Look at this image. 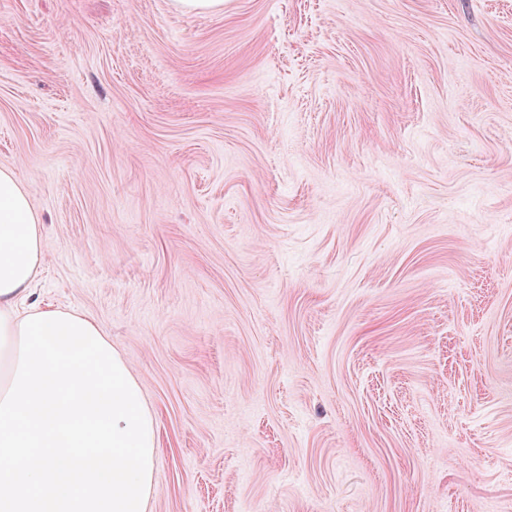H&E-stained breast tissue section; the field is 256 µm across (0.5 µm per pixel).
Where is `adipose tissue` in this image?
<instances>
[{"label": "adipose tissue", "mask_w": 512, "mask_h": 512, "mask_svg": "<svg viewBox=\"0 0 512 512\" xmlns=\"http://www.w3.org/2000/svg\"><path fill=\"white\" fill-rule=\"evenodd\" d=\"M43 260V224L29 192L10 169L0 168V399L19 363L23 315L40 311L30 297Z\"/></svg>", "instance_id": "adipose-tissue-1"}]
</instances>
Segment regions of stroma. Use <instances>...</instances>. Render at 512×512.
Wrapping results in <instances>:
<instances>
[{
  "label": "stroma",
  "instance_id": "35a3bbf8",
  "mask_svg": "<svg viewBox=\"0 0 512 512\" xmlns=\"http://www.w3.org/2000/svg\"><path fill=\"white\" fill-rule=\"evenodd\" d=\"M0 167L145 512H512V0H0ZM172 6L185 14H213L224 10V0H172Z\"/></svg>",
  "mask_w": 512,
  "mask_h": 512
}]
</instances>
